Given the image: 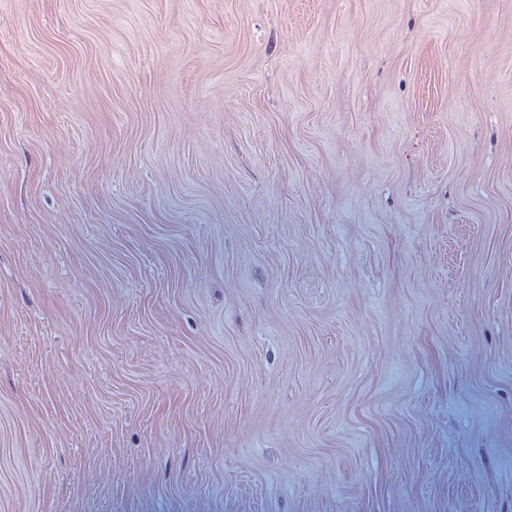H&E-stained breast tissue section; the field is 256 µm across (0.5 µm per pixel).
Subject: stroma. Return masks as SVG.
Here are the masks:
<instances>
[{
  "instance_id": "1",
  "label": "stroma",
  "mask_w": 512,
  "mask_h": 512,
  "mask_svg": "<svg viewBox=\"0 0 512 512\" xmlns=\"http://www.w3.org/2000/svg\"><path fill=\"white\" fill-rule=\"evenodd\" d=\"M0 512H512V0H0Z\"/></svg>"
}]
</instances>
